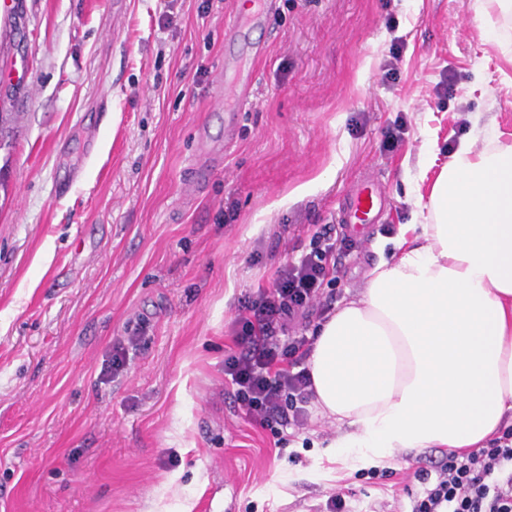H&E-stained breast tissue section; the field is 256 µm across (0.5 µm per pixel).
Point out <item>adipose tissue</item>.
<instances>
[{
  "label": "adipose tissue",
  "instance_id": "obj_1",
  "mask_svg": "<svg viewBox=\"0 0 512 512\" xmlns=\"http://www.w3.org/2000/svg\"><path fill=\"white\" fill-rule=\"evenodd\" d=\"M332 448L483 447L512 419V144L461 139L307 363Z\"/></svg>",
  "mask_w": 512,
  "mask_h": 512
}]
</instances>
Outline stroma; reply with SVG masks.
<instances>
[{
  "mask_svg": "<svg viewBox=\"0 0 512 512\" xmlns=\"http://www.w3.org/2000/svg\"><path fill=\"white\" fill-rule=\"evenodd\" d=\"M235 3L0 15V70L20 74L0 82V512H316L341 488L354 512H408L421 489L416 452L332 451L315 410L277 447L232 403L224 359L242 300L351 190L384 197L339 302L411 223L421 169L468 132L512 143V61L479 32L480 0H276L228 138ZM372 467L389 475L369 488Z\"/></svg>",
  "mask_w": 512,
  "mask_h": 512,
  "instance_id": "obj_1",
  "label": "stroma"
}]
</instances>
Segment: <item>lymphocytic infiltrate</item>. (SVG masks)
I'll use <instances>...</instances> for the list:
<instances>
[{
	"mask_svg": "<svg viewBox=\"0 0 512 512\" xmlns=\"http://www.w3.org/2000/svg\"><path fill=\"white\" fill-rule=\"evenodd\" d=\"M348 235L335 225L316 229L309 249L278 266L272 285L245 300L233 325L234 351L224 360V381L235 403L285 443V429L301 428L315 397L307 368L313 319H327L326 286L343 274ZM423 491L411 512H512V428L484 447L448 450L431 466H417Z\"/></svg>",
	"mask_w": 512,
	"mask_h": 512,
	"instance_id": "lymphocytic-infiltrate-1",
	"label": "lymphocytic infiltrate"
}]
</instances>
